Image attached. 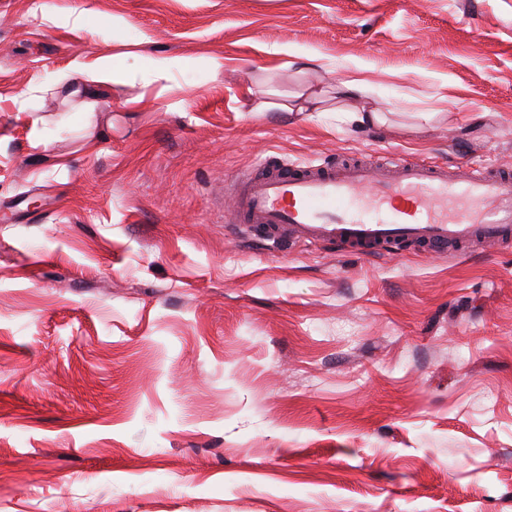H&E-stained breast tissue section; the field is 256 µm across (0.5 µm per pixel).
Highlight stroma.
<instances>
[{"mask_svg": "<svg viewBox=\"0 0 512 512\" xmlns=\"http://www.w3.org/2000/svg\"><path fill=\"white\" fill-rule=\"evenodd\" d=\"M269 151L512 169V0H0V512H512V249L239 242ZM95 72L87 77L86 92L95 96L100 94L105 87L112 83V64L109 60H101L96 65Z\"/></svg>", "mask_w": 512, "mask_h": 512, "instance_id": "1", "label": "stroma"}]
</instances>
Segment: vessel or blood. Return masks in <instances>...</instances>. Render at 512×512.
Returning a JSON list of instances; mask_svg holds the SVG:
<instances>
[{"instance_id": "b4317fda", "label": "vessel or blood", "mask_w": 512, "mask_h": 512, "mask_svg": "<svg viewBox=\"0 0 512 512\" xmlns=\"http://www.w3.org/2000/svg\"><path fill=\"white\" fill-rule=\"evenodd\" d=\"M228 229L263 246L290 234L362 257L414 243L432 257L455 244L512 246V173L490 164L401 159L291 165L266 156L231 189Z\"/></svg>"}]
</instances>
